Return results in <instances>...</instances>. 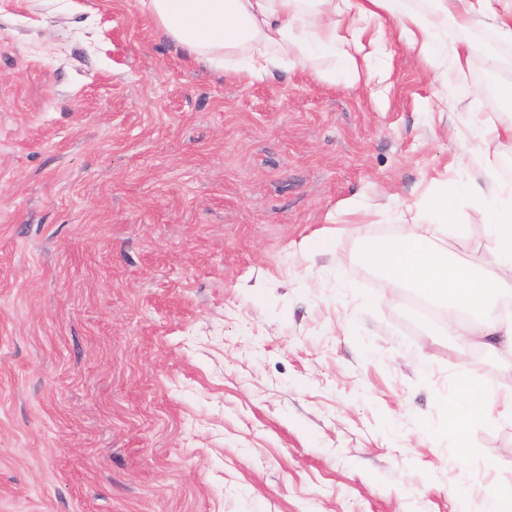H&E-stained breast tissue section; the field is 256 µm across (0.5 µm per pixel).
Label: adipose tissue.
I'll use <instances>...</instances> for the list:
<instances>
[{
	"label": "adipose tissue",
	"mask_w": 512,
	"mask_h": 512,
	"mask_svg": "<svg viewBox=\"0 0 512 512\" xmlns=\"http://www.w3.org/2000/svg\"><path fill=\"white\" fill-rule=\"evenodd\" d=\"M148 19L165 37L185 48L199 63L261 81L288 64L289 50L299 61L323 52H340L349 82L360 78L384 82V73L370 70L374 53L386 50L385 23H399V40L408 50L437 63L449 57L456 73L471 60L466 42L447 43L445 22L461 31L481 23L512 44V0H435V13L408 10L404 0H347L344 21L336 19V0H141ZM307 19H300L302 6ZM465 198L481 207L491 237L493 274L487 275L440 246V237H466L454 203ZM434 217H412L403 238L371 244L366 256L379 268L383 287H409L448 310L449 335L466 347L488 354L512 353V313L498 306L512 296V185L482 187L470 182L444 185L433 207ZM455 402L448 404V421L458 435L486 419L487 400H494L503 417L512 420V389L490 393L467 377L455 378Z\"/></svg>",
	"instance_id": "obj_1"
}]
</instances>
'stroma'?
Returning a JSON list of instances; mask_svg holds the SVG:
<instances>
[{"instance_id": "stroma-1", "label": "stroma", "mask_w": 512, "mask_h": 512, "mask_svg": "<svg viewBox=\"0 0 512 512\" xmlns=\"http://www.w3.org/2000/svg\"><path fill=\"white\" fill-rule=\"evenodd\" d=\"M388 32L378 96L330 83L329 55L255 82L189 63L138 0H0V512H470L512 492V425L459 453L443 409L459 374L512 388V356L462 349L364 257L443 182L512 167L511 143L462 146L512 123L489 91L512 45L448 28L475 47L450 80ZM457 210L448 249L486 266L483 212Z\"/></svg>"}]
</instances>
